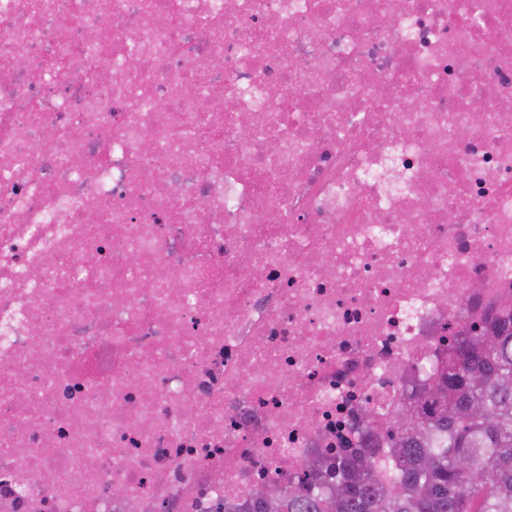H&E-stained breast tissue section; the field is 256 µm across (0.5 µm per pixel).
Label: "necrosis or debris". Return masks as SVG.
<instances>
[{"label":"necrosis or debris","mask_w":512,"mask_h":512,"mask_svg":"<svg viewBox=\"0 0 512 512\" xmlns=\"http://www.w3.org/2000/svg\"><path fill=\"white\" fill-rule=\"evenodd\" d=\"M508 293L512 0H0V512H250Z\"/></svg>","instance_id":"4bbe7bcc"}]
</instances>
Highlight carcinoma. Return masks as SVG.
Returning a JSON list of instances; mask_svg holds the SVG:
<instances>
[{"label":"carcinoma","instance_id":"obj_1","mask_svg":"<svg viewBox=\"0 0 512 512\" xmlns=\"http://www.w3.org/2000/svg\"><path fill=\"white\" fill-rule=\"evenodd\" d=\"M427 387L385 448L345 454L320 473L309 462L253 512H512V308L461 334Z\"/></svg>","mask_w":512,"mask_h":512}]
</instances>
